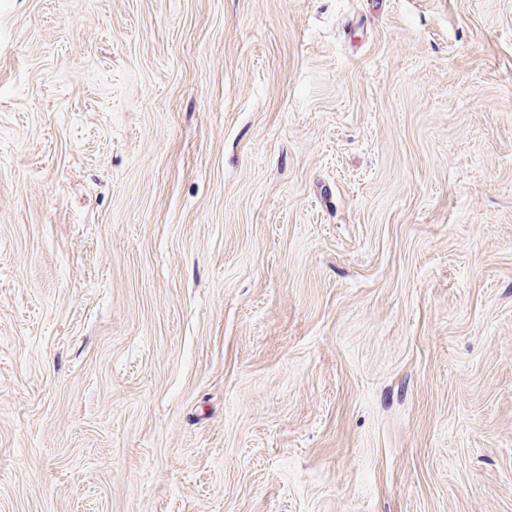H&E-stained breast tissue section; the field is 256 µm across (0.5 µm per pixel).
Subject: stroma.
I'll list each match as a JSON object with an SVG mask.
<instances>
[{"label": "stroma", "instance_id": "35a3bbf8", "mask_svg": "<svg viewBox=\"0 0 512 512\" xmlns=\"http://www.w3.org/2000/svg\"><path fill=\"white\" fill-rule=\"evenodd\" d=\"M0 512H512V0H0Z\"/></svg>", "mask_w": 512, "mask_h": 512}]
</instances>
